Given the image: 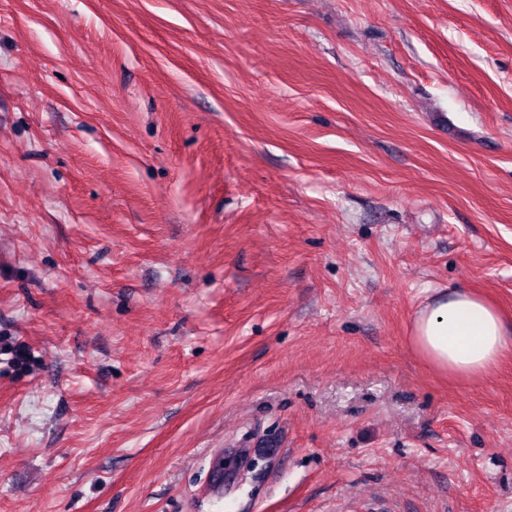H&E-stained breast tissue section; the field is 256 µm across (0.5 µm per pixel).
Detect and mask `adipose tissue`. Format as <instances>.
I'll use <instances>...</instances> for the list:
<instances>
[{
  "label": "adipose tissue",
  "mask_w": 512,
  "mask_h": 512,
  "mask_svg": "<svg viewBox=\"0 0 512 512\" xmlns=\"http://www.w3.org/2000/svg\"><path fill=\"white\" fill-rule=\"evenodd\" d=\"M410 343L435 371L455 379L485 375L512 347V329L471 290L436 297L413 320Z\"/></svg>",
  "instance_id": "1"
}]
</instances>
